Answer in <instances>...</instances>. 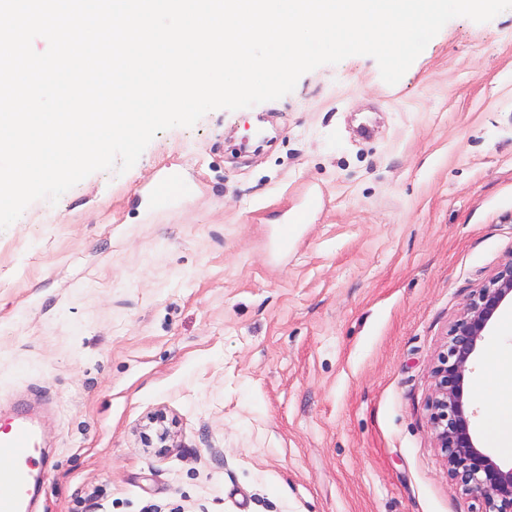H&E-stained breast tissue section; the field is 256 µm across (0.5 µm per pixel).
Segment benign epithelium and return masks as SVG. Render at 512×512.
<instances>
[{
    "label": "benign epithelium",
    "mask_w": 512,
    "mask_h": 512,
    "mask_svg": "<svg viewBox=\"0 0 512 512\" xmlns=\"http://www.w3.org/2000/svg\"><path fill=\"white\" fill-rule=\"evenodd\" d=\"M512 297V256L466 304L432 368L430 420L451 484L481 498L482 512H512V467L504 468L472 435L476 411L468 396L473 354L501 304Z\"/></svg>",
    "instance_id": "7a95c632"
}]
</instances>
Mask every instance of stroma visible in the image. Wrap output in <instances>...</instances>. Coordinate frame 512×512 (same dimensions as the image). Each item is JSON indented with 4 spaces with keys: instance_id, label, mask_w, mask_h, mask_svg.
<instances>
[{
    "instance_id": "stroma-1",
    "label": "stroma",
    "mask_w": 512,
    "mask_h": 512,
    "mask_svg": "<svg viewBox=\"0 0 512 512\" xmlns=\"http://www.w3.org/2000/svg\"><path fill=\"white\" fill-rule=\"evenodd\" d=\"M169 168L182 202L140 195ZM511 257L509 9L450 20L397 84L326 64L31 203L0 231V410L42 408L46 512H482L448 480L431 370ZM473 366L476 439L510 467ZM159 411L174 442L149 448Z\"/></svg>"
}]
</instances>
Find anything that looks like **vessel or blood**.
Wrapping results in <instances>:
<instances>
[{
    "label": "vessel or blood",
    "instance_id": "obj_1",
    "mask_svg": "<svg viewBox=\"0 0 512 512\" xmlns=\"http://www.w3.org/2000/svg\"><path fill=\"white\" fill-rule=\"evenodd\" d=\"M144 190L155 204L165 206L185 196L187 184L182 174L168 169L153 177ZM34 425L29 407L0 425V512H38L35 487L43 452Z\"/></svg>",
    "mask_w": 512,
    "mask_h": 512
}]
</instances>
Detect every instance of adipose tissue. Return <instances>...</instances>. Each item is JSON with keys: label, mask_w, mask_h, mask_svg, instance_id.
I'll list each match as a JSON object with an SVG mask.
<instances>
[{"label": "adipose tissue", "mask_w": 512, "mask_h": 512, "mask_svg": "<svg viewBox=\"0 0 512 512\" xmlns=\"http://www.w3.org/2000/svg\"><path fill=\"white\" fill-rule=\"evenodd\" d=\"M486 370L480 397L493 407L485 423V433L491 443L512 445V354H502L497 343L486 349Z\"/></svg>", "instance_id": "1"}]
</instances>
